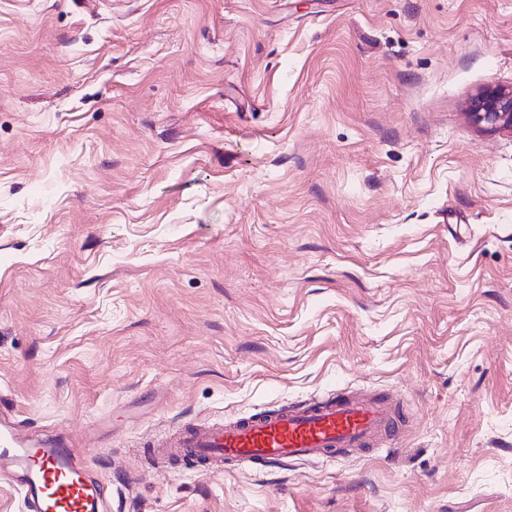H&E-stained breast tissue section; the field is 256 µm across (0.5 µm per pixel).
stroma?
I'll return each mask as SVG.
<instances>
[{
    "mask_svg": "<svg viewBox=\"0 0 512 512\" xmlns=\"http://www.w3.org/2000/svg\"><path fill=\"white\" fill-rule=\"evenodd\" d=\"M512 0H0V407L102 512H512ZM390 396L329 461L184 420ZM468 114L480 127L512 131V90L487 88L470 101Z\"/></svg>",
    "mask_w": 512,
    "mask_h": 512,
    "instance_id": "35a3bbf8",
    "label": "stroma"
}]
</instances>
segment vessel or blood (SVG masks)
<instances>
[{"label": "vessel or blood", "mask_w": 512, "mask_h": 512, "mask_svg": "<svg viewBox=\"0 0 512 512\" xmlns=\"http://www.w3.org/2000/svg\"><path fill=\"white\" fill-rule=\"evenodd\" d=\"M389 398L339 396L277 413L211 426L181 425L152 444L156 461L190 457L216 468L230 462L323 460L336 448H364L389 436L398 421ZM19 477L28 512H99L105 487L90 481L72 451L22 437L0 410V477Z\"/></svg>", "instance_id": "vessel-or-blood-1"}]
</instances>
